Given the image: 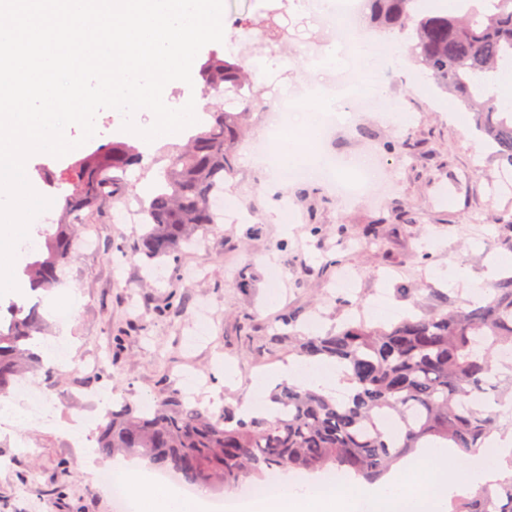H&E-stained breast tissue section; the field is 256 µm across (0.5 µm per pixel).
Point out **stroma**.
Masks as SVG:
<instances>
[{
	"mask_svg": "<svg viewBox=\"0 0 512 512\" xmlns=\"http://www.w3.org/2000/svg\"><path fill=\"white\" fill-rule=\"evenodd\" d=\"M302 2L224 0L221 50L281 65L277 72L254 77L261 95L237 146L235 172L224 184L225 194L236 199V211L225 213L178 262H164L153 273L134 251L143 223H125L116 205L84 210L95 237L90 250L72 254L61 284L49 293L22 287L0 296L1 316L11 305L28 307L49 294L62 301L73 295L80 299L66 317L46 315L47 330L39 338L44 346L61 336L70 342L62 381L38 382L50 422L33 420L20 428L0 419V512H33L35 501L42 512H114L107 492L88 477L82 450L68 440L90 414L82 389L102 387L115 400L141 406L162 388L183 389L192 372L204 384L203 405L239 407L254 377L275 374L295 358L287 344L270 342L283 330V314L297 313L298 328L318 335L343 323L354 305L389 308L399 316L435 309L487 292L490 263L512 254L493 222L500 212H512V171L490 157L476 135L473 113L440 92L415 65L362 69L358 86L336 89L328 72L309 69L304 58L318 34ZM241 17L274 18L278 41L265 45L258 30L235 27ZM377 85L389 98V111L349 113L330 147L378 166V197L342 202L312 179L302 196L286 181L279 195L287 199L294 221L276 222L264 194L270 171L250 152L265 119L282 107L300 112L322 99H337L346 109L351 97ZM396 112L404 114V121H393ZM123 123L121 112L100 110L90 143L139 142L144 158L126 176L125 197L141 199L159 181L164 148L182 137L141 142L124 131ZM82 154L77 148L59 158L39 153L28 159L31 186L52 200L31 221L29 238H38L39 227L58 223L62 200L73 187L53 186L49 179ZM313 224L321 227L320 235L310 232ZM340 227L354 247L340 246ZM272 266L283 271L276 288L268 279ZM345 268L359 275L346 308L337 302L342 291L336 286ZM406 288L413 296L403 297ZM203 314L210 333L201 338L197 320ZM228 370L236 381L232 388L224 384ZM64 467L70 478L59 493L55 487Z\"/></svg>",
	"mask_w": 512,
	"mask_h": 512,
	"instance_id": "35a3bbf8",
	"label": "stroma"
}]
</instances>
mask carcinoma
I'll return each instance as SVG.
<instances>
[{"mask_svg": "<svg viewBox=\"0 0 512 512\" xmlns=\"http://www.w3.org/2000/svg\"><path fill=\"white\" fill-rule=\"evenodd\" d=\"M368 2L376 26L413 25L410 50L417 63L475 113L476 130L492 156L512 166V111L499 110L490 92L499 66L512 63V0H460L456 16L424 13L419 0ZM198 75L215 97L233 91L244 99L253 92L254 68L232 52H209ZM248 117L247 109L210 111L185 144L168 152L160 186L142 201L146 230L136 252L146 267L177 260L216 223L212 198L235 171V148ZM141 161L135 146L114 141L71 165L76 193L66 199L60 223L40 232L44 244L22 265L28 288L50 290L59 283L79 232L71 216L118 199L123 176ZM42 323L35 306H15L9 322L0 323V396L28 373L53 374L27 347ZM272 341L345 365L355 393L338 401L283 383L270 400L288 412L246 421L229 405L215 410L163 388L147 411L126 403L107 411L98 451L137 456L190 484L224 490L286 471L334 470L346 480L373 482L416 448L476 454L512 426V374L503 379L500 371L503 353L512 351V275L494 282L484 297L407 315L388 327L360 319L319 336L290 329ZM475 392L493 394L508 412L475 400ZM448 512H512V478L453 498Z\"/></svg>", "mask_w": 512, "mask_h": 512, "instance_id": "cac0c4a2", "label": "carcinoma"}]
</instances>
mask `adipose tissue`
Wrapping results in <instances>:
<instances>
[{
  "label": "adipose tissue",
  "instance_id": "obj_1",
  "mask_svg": "<svg viewBox=\"0 0 512 512\" xmlns=\"http://www.w3.org/2000/svg\"><path fill=\"white\" fill-rule=\"evenodd\" d=\"M282 379L302 389L332 388L343 395L355 387L350 370L341 364L294 361L281 376L254 379L252 399L240 409V417H252L256 404L267 402ZM125 476L133 485L139 512H200L199 502L183 499L168 487L138 479L131 470ZM511 476L512 431L494 434L490 452L479 455L477 464L466 469L458 466L452 453L431 449L371 490L345 484L325 489L317 480L300 485L284 479L252 499L249 512H443L449 492Z\"/></svg>",
  "mask_w": 512,
  "mask_h": 512
}]
</instances>
